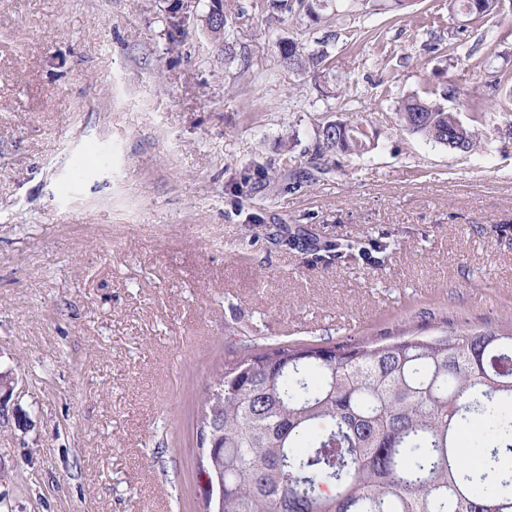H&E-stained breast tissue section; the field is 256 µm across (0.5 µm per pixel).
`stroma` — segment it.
<instances>
[{"mask_svg": "<svg viewBox=\"0 0 512 512\" xmlns=\"http://www.w3.org/2000/svg\"><path fill=\"white\" fill-rule=\"evenodd\" d=\"M194 2L174 52L173 0H0V512H206L194 406L243 341L512 327V114L464 154L394 110L512 77V7L460 29L448 0H336L314 26L224 0L230 59ZM280 37L330 39L344 96ZM339 117L371 146L316 169ZM384 233L376 265L324 250Z\"/></svg>", "mask_w": 512, "mask_h": 512, "instance_id": "35a3bbf8", "label": "stroma"}]
</instances>
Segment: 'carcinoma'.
Returning <instances> with one entry per match:
<instances>
[{
  "label": "carcinoma",
  "instance_id": "cac0c4a2",
  "mask_svg": "<svg viewBox=\"0 0 512 512\" xmlns=\"http://www.w3.org/2000/svg\"><path fill=\"white\" fill-rule=\"evenodd\" d=\"M272 16L299 11L314 24L336 12L333 0H260ZM502 0H449L450 19L465 23L496 13ZM174 0L172 43L186 22ZM213 38H228L223 0L204 15ZM284 65L310 76L324 98L340 91L329 39L309 48L277 42ZM491 92L463 96L449 85L443 96L477 115L512 112V88L496 78ZM400 126L452 150L480 144L477 129L459 113L427 98L397 107ZM369 135L342 119L323 124L314 159L327 168L340 155H362ZM512 407V329L456 327L431 339L388 344L348 340L328 346L282 344L251 348L216 369L199 400L196 421L201 462L213 456L224 484L222 512H512L506 491L484 493L463 467L460 433L485 403ZM332 486L327 496L323 487Z\"/></svg>",
  "mask_w": 512,
  "mask_h": 512
}]
</instances>
